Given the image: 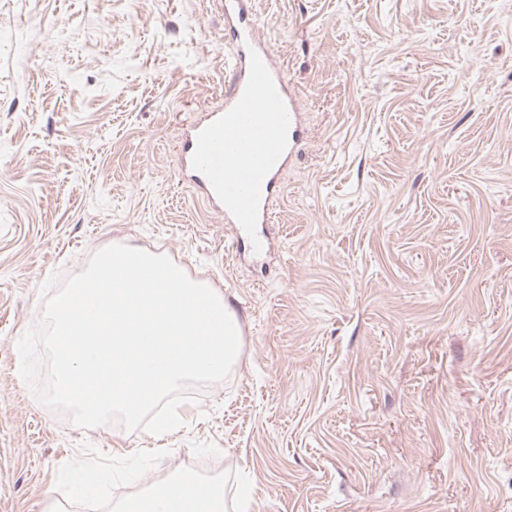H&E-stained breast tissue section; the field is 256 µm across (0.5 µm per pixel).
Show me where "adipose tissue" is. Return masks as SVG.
Listing matches in <instances>:
<instances>
[{
    "instance_id": "obj_1",
    "label": "adipose tissue",
    "mask_w": 512,
    "mask_h": 512,
    "mask_svg": "<svg viewBox=\"0 0 512 512\" xmlns=\"http://www.w3.org/2000/svg\"><path fill=\"white\" fill-rule=\"evenodd\" d=\"M172 505L224 512V485L218 480L203 483L192 471H181L151 485L142 498L123 503L118 512H168Z\"/></svg>"
}]
</instances>
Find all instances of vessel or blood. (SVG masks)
<instances>
[{
    "instance_id": "vessel-or-blood-1",
    "label": "vessel or blood",
    "mask_w": 512,
    "mask_h": 512,
    "mask_svg": "<svg viewBox=\"0 0 512 512\" xmlns=\"http://www.w3.org/2000/svg\"><path fill=\"white\" fill-rule=\"evenodd\" d=\"M251 0H224L233 41L231 85L221 106L186 130L180 166L219 208L236 238L268 223L279 175L299 141V95L260 39Z\"/></svg>"
}]
</instances>
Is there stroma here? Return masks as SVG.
Here are the masks:
<instances>
[{
  "mask_svg": "<svg viewBox=\"0 0 512 512\" xmlns=\"http://www.w3.org/2000/svg\"><path fill=\"white\" fill-rule=\"evenodd\" d=\"M254 12L303 131L261 262L178 169L224 100V0H0V512H111L184 467L227 512H512V0ZM115 244L240 329L162 442L18 374L44 283Z\"/></svg>",
  "mask_w": 512,
  "mask_h": 512,
  "instance_id": "1",
  "label": "stroma"
}]
</instances>
